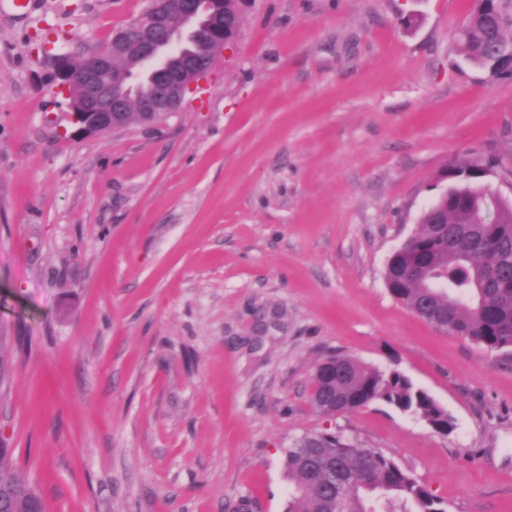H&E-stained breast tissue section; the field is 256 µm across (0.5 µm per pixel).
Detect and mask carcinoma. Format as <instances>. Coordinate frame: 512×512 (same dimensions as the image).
<instances>
[{"instance_id": "carcinoma-1", "label": "carcinoma", "mask_w": 512, "mask_h": 512, "mask_svg": "<svg viewBox=\"0 0 512 512\" xmlns=\"http://www.w3.org/2000/svg\"><path fill=\"white\" fill-rule=\"evenodd\" d=\"M224 21L239 27L246 13L241 0H224ZM464 59L489 70L492 77L512 80V68H488L494 49L512 43V0H474L466 24L454 33ZM485 164L469 162L448 169L450 188L422 212L413 245L429 252L435 239L432 216L448 222V246L462 242L463 252L448 256V286L436 287L430 267L421 277L401 279L395 267L384 271L389 291L412 312H428L437 329L470 340L489 351L512 348V277L499 271L512 267V208L498 224H485L476 208L484 194L478 176ZM382 401L424 420L447 435L454 424L447 411L426 391L396 369L365 366L349 355L336 354L314 369L310 404L319 415L334 418ZM289 494L285 512H334L333 499L320 491L344 475L349 512H446L413 472L377 448H358L339 431L306 434L283 449ZM0 512H45V504L16 470L13 454L0 453Z\"/></svg>"}]
</instances>
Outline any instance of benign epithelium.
<instances>
[{
  "mask_svg": "<svg viewBox=\"0 0 512 512\" xmlns=\"http://www.w3.org/2000/svg\"><path fill=\"white\" fill-rule=\"evenodd\" d=\"M224 44V0H149L142 16L112 32L107 48L84 55V70H76L68 54L54 56V80L67 93L72 135L120 129L131 110L144 124L178 111L186 94L213 68ZM127 56L135 59L136 68L113 67L114 59ZM134 74L154 80L156 91L138 96L132 90ZM484 190L487 220L495 224L506 197L487 181Z\"/></svg>",
  "mask_w": 512,
  "mask_h": 512,
  "instance_id": "1",
  "label": "benign epithelium"
}]
</instances>
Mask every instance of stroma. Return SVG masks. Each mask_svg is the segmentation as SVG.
Returning <instances> with one entry per match:
<instances>
[{"instance_id": "1", "label": "stroma", "mask_w": 512, "mask_h": 512, "mask_svg": "<svg viewBox=\"0 0 512 512\" xmlns=\"http://www.w3.org/2000/svg\"><path fill=\"white\" fill-rule=\"evenodd\" d=\"M148 5L0 0V446L46 512H284L282 450L324 430L448 512H512V349L383 277L451 166L512 199V81L453 37L473 0H254L179 111L73 138L31 42L78 58ZM334 354L400 370L453 431L381 401L320 416Z\"/></svg>"}]
</instances>
